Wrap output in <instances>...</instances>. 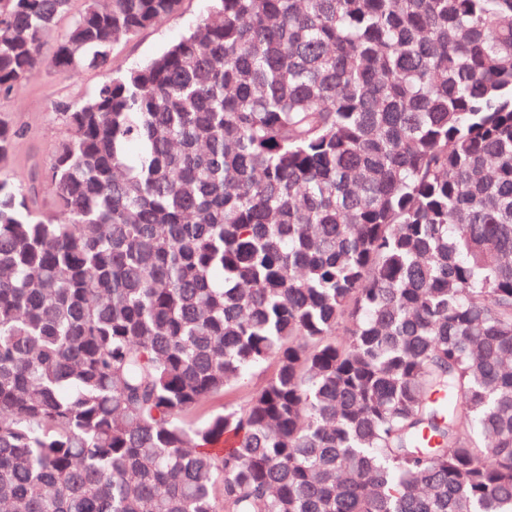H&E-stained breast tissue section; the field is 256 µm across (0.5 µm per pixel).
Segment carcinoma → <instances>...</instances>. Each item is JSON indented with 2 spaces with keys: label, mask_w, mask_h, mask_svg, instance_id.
<instances>
[{
  "label": "carcinoma",
  "mask_w": 512,
  "mask_h": 512,
  "mask_svg": "<svg viewBox=\"0 0 512 512\" xmlns=\"http://www.w3.org/2000/svg\"><path fill=\"white\" fill-rule=\"evenodd\" d=\"M180 2L0 0V512H512V0ZM205 0H183L179 11L155 27L145 29L133 38H122L114 44L115 68L135 65L156 54L180 36L203 12ZM51 52L48 46L44 61L30 81L11 95L0 96V117L22 133L15 145V174L24 170L32 155L50 156L57 142L65 136V128L53 119L52 105L84 97L100 79L94 71L74 77L55 71L47 63ZM264 379V373L262 370L255 371L248 380L240 387L230 389L220 397L213 399L204 408L200 409L198 415L205 417L212 411L222 410L228 403L239 404L243 399V394L246 390L258 386Z\"/></svg>",
  "instance_id": "obj_1"
}]
</instances>
